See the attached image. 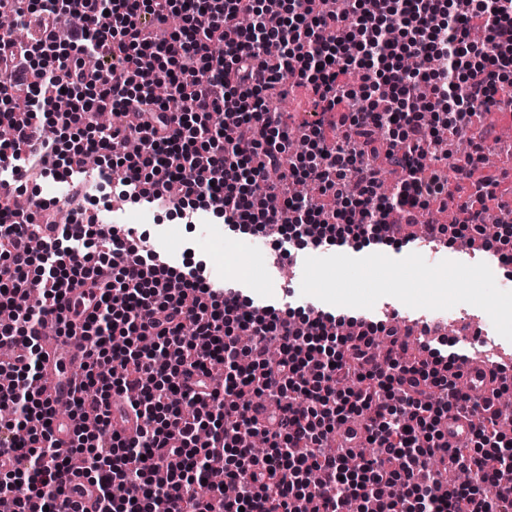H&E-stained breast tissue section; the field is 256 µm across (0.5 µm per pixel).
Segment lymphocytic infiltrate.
I'll use <instances>...</instances> for the list:
<instances>
[{
  "label": "lymphocytic infiltrate",
  "instance_id": "obj_1",
  "mask_svg": "<svg viewBox=\"0 0 512 512\" xmlns=\"http://www.w3.org/2000/svg\"><path fill=\"white\" fill-rule=\"evenodd\" d=\"M0 0L30 30L0 33V307L37 292L36 304L0 321V497L14 512H77L63 483L72 460L101 491L99 512H512V438L503 412L478 403L449 379V364L403 358L397 327L369 323L388 344L345 335L344 318L301 323L275 309H243L240 297L195 271L157 263L132 233H103L88 211L85 158L118 173L119 195L163 200L178 186L183 218L211 209L241 232L275 228L314 246L348 241L396 245L400 213L414 222L431 204L453 206L452 224H428L430 238L455 244L480 232L489 215L512 213V192L497 173L478 174L484 130L471 118L500 107L512 91V0ZM159 66L170 95L159 101L141 83ZM305 87L327 122L304 125L306 150L281 113L287 80ZM113 116L110 125L97 121ZM334 143H327V135ZM141 144L138 154L128 141ZM472 144L455 153L458 141ZM402 173L382 196L384 166ZM276 173L262 201L249 185ZM27 184L70 177L69 221L49 204L39 215L8 208L17 176ZM459 179L450 191V179ZM316 183L301 199L298 180ZM51 227L38 249L25 242L34 219ZM99 291L82 325L89 343L70 404L94 429L78 428L68 447L55 441L56 410L36 397L39 328L70 330L66 294ZM227 370L208 390L214 365ZM198 375L196 386L187 376ZM138 389L128 404L143 422L138 438L110 428L113 395ZM481 414L496 470L478 448H451L438 431L454 408ZM361 418L373 453L350 475L343 454L323 445L337 425ZM265 438L257 456L245 441ZM225 459L228 498L207 482V465ZM466 467L470 483L445 486L431 460Z\"/></svg>",
  "mask_w": 512,
  "mask_h": 512
}]
</instances>
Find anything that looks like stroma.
Here are the masks:
<instances>
[{
	"instance_id": "1",
	"label": "stroma",
	"mask_w": 512,
	"mask_h": 512,
	"mask_svg": "<svg viewBox=\"0 0 512 512\" xmlns=\"http://www.w3.org/2000/svg\"><path fill=\"white\" fill-rule=\"evenodd\" d=\"M98 216L147 234L149 249L172 266L196 267L205 282L240 289L276 310L316 307L391 325L418 320L439 326L431 345L442 355L512 363V320L502 314L504 301L512 300V272L500 259L462 256L425 238L399 251L310 245L291 263L263 235L230 229L215 215L184 223L169 200L151 206L116 197Z\"/></svg>"
}]
</instances>
